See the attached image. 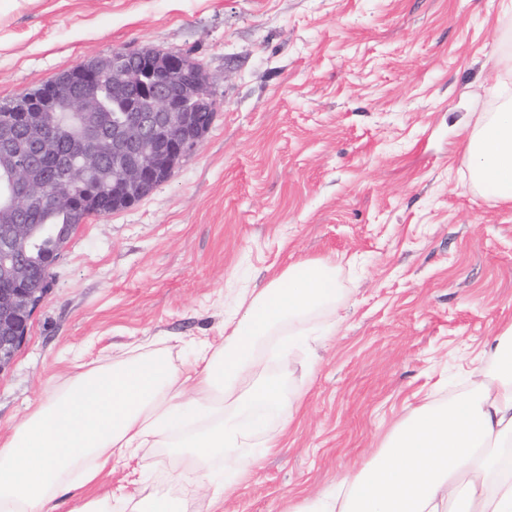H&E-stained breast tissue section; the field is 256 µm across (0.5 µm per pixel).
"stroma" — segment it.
I'll return each mask as SVG.
<instances>
[{
	"instance_id": "stroma-1",
	"label": "stroma",
	"mask_w": 512,
	"mask_h": 512,
	"mask_svg": "<svg viewBox=\"0 0 512 512\" xmlns=\"http://www.w3.org/2000/svg\"><path fill=\"white\" fill-rule=\"evenodd\" d=\"M512 0H0V105L121 49L184 53L215 101L208 132L135 205L88 217L51 271L0 371V438L50 391L120 349L191 362L220 344L242 289L291 264L336 267L343 319L290 353L301 408L222 512H288L347 471L512 324V200L482 197L463 155L511 64ZM181 458L144 448L132 480L204 512L223 465L190 485Z\"/></svg>"
}]
</instances>
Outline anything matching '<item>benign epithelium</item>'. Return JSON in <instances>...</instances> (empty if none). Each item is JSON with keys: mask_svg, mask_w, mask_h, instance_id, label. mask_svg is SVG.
Masks as SVG:
<instances>
[{"mask_svg": "<svg viewBox=\"0 0 512 512\" xmlns=\"http://www.w3.org/2000/svg\"><path fill=\"white\" fill-rule=\"evenodd\" d=\"M112 60V96L129 98L120 121L112 123V200L128 207L148 196L166 181L176 164L204 137L195 105L212 102L206 77L188 56L152 48L118 50ZM106 62L98 60L76 71L61 72L59 87L78 80V92L61 98L51 108L40 94L31 93L21 111L0 122V172L13 189L10 205L0 209V371L4 359H13L20 348L34 310L43 301L45 288L34 287L31 265L19 255L29 238V225L19 214L63 195L37 172L30 152L13 145L15 131L24 129L40 153L57 152L55 138L59 113L75 112L82 134L67 146L61 174L70 184L82 183L100 156L98 116L103 103L97 88Z\"/></svg>", "mask_w": 512, "mask_h": 512, "instance_id": "benign-epithelium-1", "label": "benign epithelium"}]
</instances>
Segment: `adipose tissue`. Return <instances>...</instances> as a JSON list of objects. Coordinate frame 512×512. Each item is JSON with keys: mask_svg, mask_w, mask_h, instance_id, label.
I'll use <instances>...</instances> for the list:
<instances>
[{"mask_svg": "<svg viewBox=\"0 0 512 512\" xmlns=\"http://www.w3.org/2000/svg\"><path fill=\"white\" fill-rule=\"evenodd\" d=\"M497 102L466 135L470 180L481 195L512 200V91L489 87ZM336 267L309 260L254 289L242 314L224 325V342L187 368L166 349L121 356L57 388L0 444V512H51L65 490L71 512H114L99 492L116 456L146 443L186 459L180 482L207 475L214 459L238 478L256 457L240 450L265 412L278 421L276 445L300 405L283 380L266 373L274 339L296 343L309 319L335 311ZM490 366L471 373L472 389L412 410L362 468L290 512H512V325L495 336Z\"/></svg>", "mask_w": 512, "mask_h": 512, "instance_id": "ef3b65f1", "label": "adipose tissue"}]
</instances>
